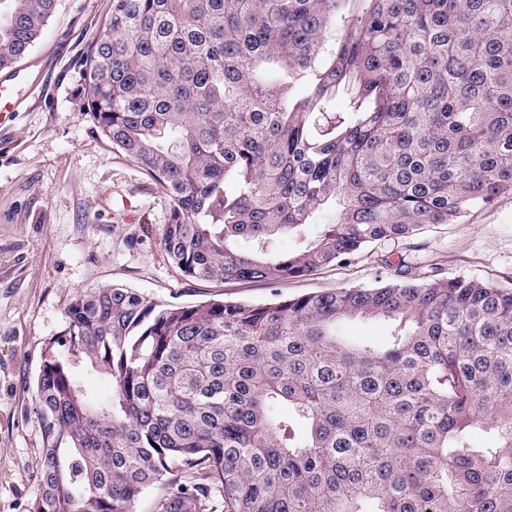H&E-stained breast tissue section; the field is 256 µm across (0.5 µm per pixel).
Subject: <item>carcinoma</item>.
<instances>
[{
  "label": "carcinoma",
  "mask_w": 512,
  "mask_h": 512,
  "mask_svg": "<svg viewBox=\"0 0 512 512\" xmlns=\"http://www.w3.org/2000/svg\"><path fill=\"white\" fill-rule=\"evenodd\" d=\"M5 2L0 70L59 0ZM83 65L96 127L170 198L187 279L286 284L512 195V0H112ZM379 261L395 277L270 304L78 293L36 377L29 512H134L159 484L152 512H204L214 486L224 512H512V285ZM348 336L384 343L389 335V327L381 322H353L345 327Z\"/></svg>",
  "instance_id": "1"
}]
</instances>
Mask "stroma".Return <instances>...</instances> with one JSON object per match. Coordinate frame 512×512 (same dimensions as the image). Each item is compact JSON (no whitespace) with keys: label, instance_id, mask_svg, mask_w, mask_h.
I'll return each mask as SVG.
<instances>
[{"label":"stroma","instance_id":"obj_1","mask_svg":"<svg viewBox=\"0 0 512 512\" xmlns=\"http://www.w3.org/2000/svg\"><path fill=\"white\" fill-rule=\"evenodd\" d=\"M112 0H61L30 52L0 70L25 97L0 122V512H28L39 490L41 439L32 412L48 353L66 350L67 309L77 292L113 285L182 304H257L394 276L380 255L448 276L512 283V196L459 224L424 226L373 244L342 266L273 286L187 280L163 258L165 191L113 149L83 109L82 60Z\"/></svg>","mask_w":512,"mask_h":512}]
</instances>
